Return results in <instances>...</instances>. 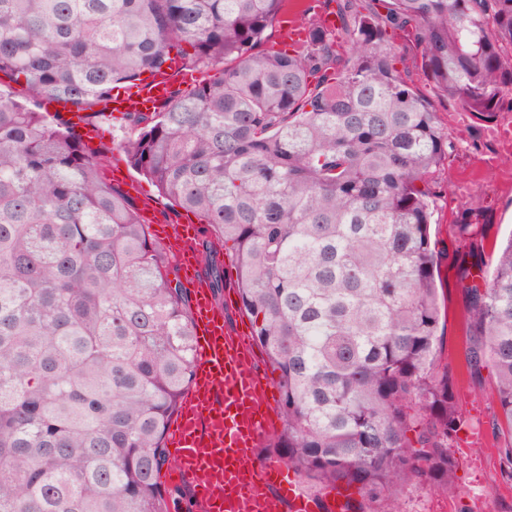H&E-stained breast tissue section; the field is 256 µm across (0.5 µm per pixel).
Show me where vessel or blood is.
I'll use <instances>...</instances> for the list:
<instances>
[{"label": "vessel or blood", "mask_w": 512, "mask_h": 512, "mask_svg": "<svg viewBox=\"0 0 512 512\" xmlns=\"http://www.w3.org/2000/svg\"><path fill=\"white\" fill-rule=\"evenodd\" d=\"M172 96L167 79L114 91L116 112H150ZM196 225H181L164 244L177 257L193 294L197 334L194 379L171 424L175 474L199 512H311L295 476L276 460L253 466L251 455L270 432L269 383L243 336L228 328L212 298L196 250Z\"/></svg>", "instance_id": "vessel-or-blood-1"}]
</instances>
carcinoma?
I'll return each mask as SVG.
<instances>
[{"mask_svg":"<svg viewBox=\"0 0 512 512\" xmlns=\"http://www.w3.org/2000/svg\"><path fill=\"white\" fill-rule=\"evenodd\" d=\"M304 40L259 49L288 0H0V512H179L165 433L193 377L188 290L127 195L46 104L112 119L144 72L219 68L129 112L131 165L198 217L279 371L273 448L317 506L399 512L454 484L462 396L445 363L429 182L455 151L435 97L489 122L512 95V0H326ZM468 380L492 382L512 480V236L485 261L461 217Z\"/></svg>","mask_w":512,"mask_h":512,"instance_id":"cac0c4a2","label":"carcinoma"}]
</instances>
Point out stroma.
<instances>
[{
	"label": "stroma",
	"mask_w": 512,
	"mask_h": 512,
	"mask_svg": "<svg viewBox=\"0 0 512 512\" xmlns=\"http://www.w3.org/2000/svg\"><path fill=\"white\" fill-rule=\"evenodd\" d=\"M442 127L454 142L445 178L432 184V247L438 257L441 301L445 312V354L457 375V386L466 395L463 414L477 422L475 431H464L452 453L457 460L453 489L416 485L399 495L400 512H503L512 505V481L501 474L497 443L489 423L496 412L490 384L475 386L463 373L466 312L453 264L456 253L467 248L452 228L458 217L473 212L483 224L487 245L500 243L512 234V112H503L491 122L477 120L465 112L436 104ZM99 137L92 149L111 162L125 166L128 181L139 185L130 198L139 212L156 215L159 223H185L184 210L170 206L155 185L129 167L122 150L131 130L126 121L100 119Z\"/></svg>",
	"instance_id": "35a3bbf8"
}]
</instances>
